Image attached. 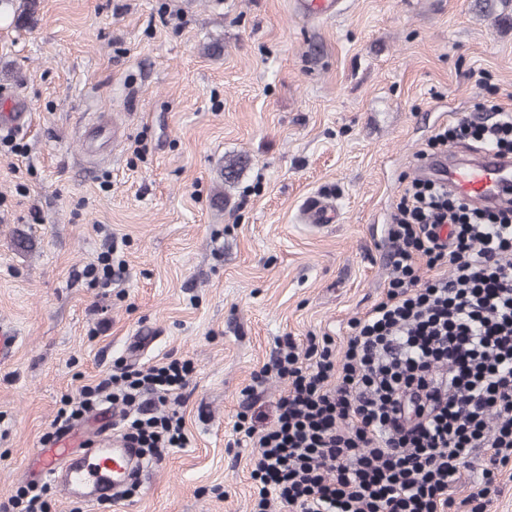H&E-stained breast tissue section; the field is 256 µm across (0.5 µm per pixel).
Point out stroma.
Returning a JSON list of instances; mask_svg holds the SVG:
<instances>
[{
	"label": "stroma",
	"mask_w": 512,
	"mask_h": 512,
	"mask_svg": "<svg viewBox=\"0 0 512 512\" xmlns=\"http://www.w3.org/2000/svg\"><path fill=\"white\" fill-rule=\"evenodd\" d=\"M3 89L31 121L20 152L0 143V323L17 336L0 504L62 398L179 359L186 446L117 501L52 490L47 512H251L234 423L271 424L288 386L253 372L281 336L344 344L383 296L387 228L435 130L512 109V0H344L330 20L295 0H14ZM317 195L337 222L302 221ZM106 254L107 286L84 274Z\"/></svg>",
	"instance_id": "obj_1"
}]
</instances>
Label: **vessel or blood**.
I'll return each mask as SVG.
<instances>
[{
    "label": "vessel or blood",
    "instance_id": "vessel-or-blood-1",
    "mask_svg": "<svg viewBox=\"0 0 512 512\" xmlns=\"http://www.w3.org/2000/svg\"><path fill=\"white\" fill-rule=\"evenodd\" d=\"M341 2L298 0V6L306 16L332 18L339 15ZM418 175L444 178L451 193L479 210L512 204V157L493 148H484L472 160L451 161L444 155L427 158ZM302 213L310 224H329L336 217L334 205L322 196L309 199ZM34 454L35 467L27 472V479L61 487L90 504L109 495L120 497L128 480L147 469L140 450L113 430L108 414L100 417L95 428L64 432L49 445L35 449Z\"/></svg>",
    "mask_w": 512,
    "mask_h": 512
}]
</instances>
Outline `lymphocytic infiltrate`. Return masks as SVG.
I'll return each mask as SVG.
<instances>
[{
	"label": "lymphocytic infiltrate",
	"instance_id": "lymphocytic-infiltrate-1",
	"mask_svg": "<svg viewBox=\"0 0 512 512\" xmlns=\"http://www.w3.org/2000/svg\"><path fill=\"white\" fill-rule=\"evenodd\" d=\"M470 117L439 130L432 147L476 140L512 155V110ZM449 226L440 238V226ZM394 269L384 297L350 320L343 355L333 337H292L252 374L287 379L272 424L240 420L242 443L255 445L252 512H452L461 469L478 467L471 512H486L490 488L512 468V207H469L447 185L411 182L389 227ZM451 267L420 282L418 264ZM190 362L124 370L64 399L56 424L73 425L109 400L129 406L123 436L146 454L187 443L178 413L155 415L143 392L179 401ZM487 457L476 463L475 449Z\"/></svg>",
	"mask_w": 512,
	"mask_h": 512
}]
</instances>
